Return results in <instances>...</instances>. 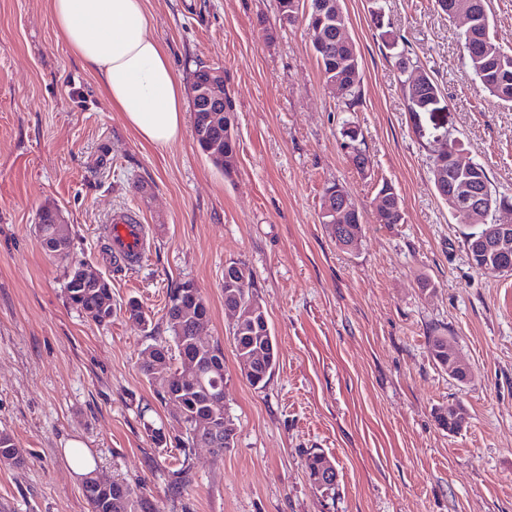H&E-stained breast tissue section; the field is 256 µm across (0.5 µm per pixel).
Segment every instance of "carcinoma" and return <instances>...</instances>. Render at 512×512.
Listing matches in <instances>:
<instances>
[{
	"mask_svg": "<svg viewBox=\"0 0 512 512\" xmlns=\"http://www.w3.org/2000/svg\"><path fill=\"white\" fill-rule=\"evenodd\" d=\"M478 5L477 17L472 27L459 34V41L463 48V59L472 70L477 80L479 91L504 103H512V67L505 73L497 69L495 58L501 55H512L500 47L491 34L492 18L488 12L487 0H475ZM348 17L342 16L339 26L326 29L321 37V46L313 47V52L319 67L325 87L330 83L340 81L349 87L344 111L353 112L362 99L361 63L356 45L345 41V28ZM192 126L197 145L201 152L224 175L229 176L237 166L238 139L235 129L224 126V113L213 112L206 104L192 105ZM347 157L351 158L357 172L368 176L370 172V159L366 151L364 136L346 144L340 143ZM440 172L448 188L457 184V174L451 168L448 159H441L435 155L430 157V172ZM471 186L479 189L489 196L491 210L487 216L484 229L488 230L494 225V215L500 206L512 207V197L500 195L492 188L488 173L483 165H477V172L473 174ZM389 190L392 195L391 202L385 208L376 207V221L379 224H400L403 221V209L399 195L394 187L384 182L378 192ZM37 235L42 249L49 255L58 259H68L71 255L72 240L70 235L60 237L56 232V207L44 205L37 215ZM352 224L344 228L339 224H327L329 234L336 240V245L345 242L344 235L361 236L363 231L362 216L358 209H353ZM228 271L224 273V306H239L251 311L252 317L232 326L236 356L239 361L246 358L254 359L253 372L245 374L246 380L255 388L266 387L272 372L275 370L277 357L276 338L273 336L267 312L261 304L256 291L252 270L243 262H230ZM104 289L89 283L76 280L72 270L65 275L64 294L68 305L83 313L99 308L101 294ZM193 309L194 313L210 316V309L202 294L194 296L187 294L184 284H179L170 291L169 300L164 315L166 332L172 341L154 339L144 352L153 347H161L167 351V359L161 370L142 358L140 370L143 376L153 382L154 375L161 373L169 377L171 385L194 382L208 387L224 386V367L212 369L207 366L209 352L190 353L181 349L183 338L192 335V327L185 319V311ZM431 353L441 366L448 363V337L431 336L428 338ZM180 419L185 426V434L178 440L177 447L192 448L197 438L211 435L207 446L216 453L224 452V438L235 432L234 423L225 418V423L217 430H212V420L207 408L201 405L189 404ZM0 461H5L18 469L25 466V458L20 449L16 448L14 439L7 433H0ZM305 469L311 486L321 493L335 492V484L320 480L321 454L312 452L307 455ZM82 491L90 512H137L145 508L146 497L144 487L133 486L123 480H112V486L107 490H100L95 484L94 473L84 476Z\"/></svg>",
	"mask_w": 512,
	"mask_h": 512,
	"instance_id": "carcinoma-1",
	"label": "carcinoma"
}]
</instances>
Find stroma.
Instances as JSON below:
<instances>
[{
    "label": "stroma",
    "mask_w": 512,
    "mask_h": 512,
    "mask_svg": "<svg viewBox=\"0 0 512 512\" xmlns=\"http://www.w3.org/2000/svg\"><path fill=\"white\" fill-rule=\"evenodd\" d=\"M144 2L181 80L200 63L223 71L240 142L232 176L200 152L192 127L163 150L141 143L59 38L47 0H0V432L27 455L20 470L0 462V512H89L70 470L75 442L98 475L145 485L148 512H512V276L471 267L470 226L436 195L429 168L445 132L512 195V106L478 92L459 23L435 0L384 4L397 49L440 89V112L416 121L371 0L342 2L363 78L348 113L323 84L305 26H280L277 0ZM347 121L365 135L371 177L339 146ZM385 181L403 223L375 219ZM334 182L363 216L349 249L321 222ZM49 202L71 229L72 259L110 283L108 324L66 302L65 265L35 228ZM128 205L153 244L140 270L116 276L97 231ZM232 261L252 269L278 344L263 389L233 347ZM185 281L210 308L204 337L224 347L236 435L221 455L176 448L183 425L141 374L150 339L125 311L134 298L161 319ZM440 333L469 361L466 382L433 359L428 339ZM457 403L469 419L451 433L436 413ZM310 452L335 464L334 494L309 484ZM181 467L184 482L170 487L168 471Z\"/></svg>",
    "instance_id": "1"
}]
</instances>
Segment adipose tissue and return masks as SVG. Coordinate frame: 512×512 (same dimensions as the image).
I'll return each instance as SVG.
<instances>
[{
    "instance_id": "ef3b65f1",
    "label": "adipose tissue",
    "mask_w": 512,
    "mask_h": 512,
    "mask_svg": "<svg viewBox=\"0 0 512 512\" xmlns=\"http://www.w3.org/2000/svg\"><path fill=\"white\" fill-rule=\"evenodd\" d=\"M47 7L62 41L139 140L158 149L176 143L183 84L149 33L143 0H47Z\"/></svg>"
}]
</instances>
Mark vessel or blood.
I'll return each instance as SVG.
<instances>
[{
  "instance_id": "obj_1",
  "label": "vessel or blood",
  "mask_w": 512,
  "mask_h": 512,
  "mask_svg": "<svg viewBox=\"0 0 512 512\" xmlns=\"http://www.w3.org/2000/svg\"><path fill=\"white\" fill-rule=\"evenodd\" d=\"M107 247L103 258L115 275L139 269L151 250L147 226L133 209H119L107 214L98 228Z\"/></svg>"
}]
</instances>
